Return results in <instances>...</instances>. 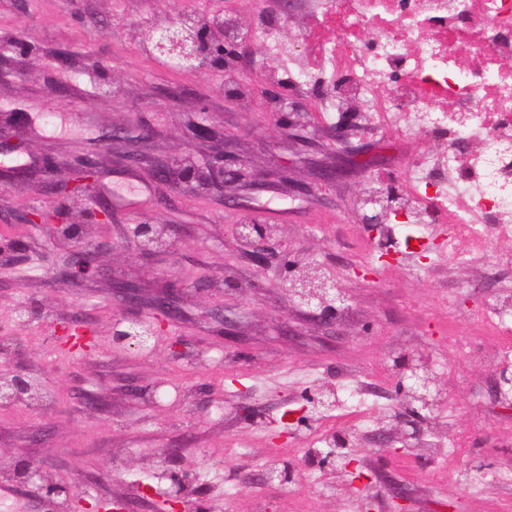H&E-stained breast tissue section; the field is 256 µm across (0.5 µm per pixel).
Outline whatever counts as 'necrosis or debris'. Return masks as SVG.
Returning a JSON list of instances; mask_svg holds the SVG:
<instances>
[{
	"instance_id": "necrosis-or-debris-1",
	"label": "necrosis or debris",
	"mask_w": 512,
	"mask_h": 512,
	"mask_svg": "<svg viewBox=\"0 0 512 512\" xmlns=\"http://www.w3.org/2000/svg\"><path fill=\"white\" fill-rule=\"evenodd\" d=\"M342 38L324 41L311 71L279 36L255 27L284 75L316 89L344 77L327 112L360 104L370 129L405 126L429 147L402 171L417 229L450 237L512 239V0H318ZM391 98L378 94L381 84Z\"/></svg>"
}]
</instances>
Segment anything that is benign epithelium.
Instances as JSON below:
<instances>
[{
	"label": "benign epithelium",
	"instance_id": "benign-epithelium-1",
	"mask_svg": "<svg viewBox=\"0 0 512 512\" xmlns=\"http://www.w3.org/2000/svg\"><path fill=\"white\" fill-rule=\"evenodd\" d=\"M239 29L237 22L220 18L171 21L154 30V49L161 57L186 70L230 71L233 59L228 54L226 29ZM26 50L23 34H15L0 41V58L20 54ZM261 95L269 101H288V111L272 114V123L288 140L304 148L315 145L316 133L311 125L301 120V114L314 110V102L295 95L290 88L275 84H262ZM186 134L199 144L202 155H190L175 164L170 159L151 152L152 129L141 121L132 122L119 129H105L98 138V146L112 154L115 162L135 168L149 176L154 182L168 184H193L206 190L219 191L232 183L243 191L255 188L257 174L250 163L236 151V139L220 129L213 121L211 112L200 102L198 111L193 113L187 125ZM30 135L29 127L11 120L0 125V150L5 153L24 150V143ZM96 149L81 148L74 151L67 163L66 174L58 176L59 164L56 158L45 153L29 167L15 166L14 172L27 176L37 184L48 182L55 195L64 201L80 200L89 202L85 213L88 224H107L112 219V207L96 194L101 176L95 158ZM342 163L324 165L318 168L313 181L304 188V194L315 196L336 185V181L357 169H367L375 164L376 156L360 148L340 152ZM407 220V213L393 206L392 202L374 201L370 213L364 215L363 223L371 232L390 221V218ZM30 224H56L63 237L77 240L75 259L62 267L47 263L44 271L61 282L79 283L93 280L101 275L98 255L101 247L80 240L79 224L60 222V212L44 211L34 207L29 212ZM128 232L147 245L154 243L161 234V225L150 221H139L128 225ZM238 238L252 248V259L257 266L267 264L272 234L264 224L249 222L238 226ZM289 301L299 308L318 316L321 323L330 326L336 315L350 301L348 290L338 275L325 273L312 262L304 265L288 263V275L282 280ZM190 285L174 269L161 294L144 298L140 289L129 283L116 284V292L122 305L130 309L144 308L146 312L131 316L122 314L112 324L111 343L116 350L132 351L137 354L154 350L165 322L177 315V307L183 302ZM56 341L75 351L86 352L95 346L93 329L84 322H67L57 328ZM44 387L25 375L15 374L0 379V403L34 399ZM398 391L409 393L411 402L395 416L400 427L399 443L407 448L418 440L426 421L447 402V388L439 386L430 369L422 359H407L402 363ZM310 407L304 410L305 419L313 421L316 415L329 407V395L321 391L309 399ZM297 463L290 461L281 469L270 472L273 482L286 485L294 480ZM21 477L37 487L46 501L63 508L66 512H79L88 506L87 500L79 497L76 479L66 480L47 472L44 465L29 460L20 472ZM171 490L160 494L162 512H192L190 500L184 487L196 483L193 471L171 473Z\"/></svg>",
	"mask_w": 512,
	"mask_h": 512
}]
</instances>
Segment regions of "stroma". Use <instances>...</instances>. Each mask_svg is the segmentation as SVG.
I'll use <instances>...</instances> for the list:
<instances>
[{
    "label": "stroma",
    "mask_w": 512,
    "mask_h": 512,
    "mask_svg": "<svg viewBox=\"0 0 512 512\" xmlns=\"http://www.w3.org/2000/svg\"><path fill=\"white\" fill-rule=\"evenodd\" d=\"M259 0H0V39L25 29L28 52L0 61V113L20 106L35 134L23 153L0 158L8 168L51 150L66 159L104 128L138 119L160 131L158 145L172 160L191 150L185 127L199 102L217 124L230 127L255 171L289 165V179L255 192L250 209L237 206L238 190L157 185L139 171L101 153L100 188L114 207L111 223L92 225L90 241L103 243L101 278L66 287L36 277L39 253L51 250L65 263L73 245L55 225L30 224V206L50 210L59 201L49 188L11 181L0 193V243L24 241V256L0 252V373L49 379L41 397L0 405V512H49L35 486L18 475L27 458L51 472L77 476L80 493L121 499L128 512H157L145 486L160 487L167 451L181 449L182 469H200L207 483L196 500L205 512H390L403 498L410 512H512V410L494 386L512 353L492 351L499 333L512 334V317L491 332L474 319L494 293L512 287V240L467 242L491 256V275L448 262L439 247L427 260L403 253L382 265L379 234L360 222V200L423 145L421 136L397 130L355 132L351 146H382L374 167L351 175L326 198L302 196L318 164L334 161L331 124L313 113L315 147L297 154L272 127L277 102L261 100L255 81L279 72L276 60L258 54L259 72L173 71L153 58L152 26L188 15L223 14L251 29ZM309 0L290 13L288 36L318 57L324 37ZM68 58L58 68L57 56ZM150 218L166 226L154 257L126 233ZM267 225L295 257L340 275L363 267L367 280L350 282L351 301L335 332L293 307L281 287L277 262L259 268L234 232L236 224ZM176 266L191 287L182 312L154 354L111 349L117 312L112 286L136 284L151 297ZM38 305L39 319L20 320L18 307ZM225 305L235 325L214 317ZM92 324L97 345L78 355L57 347L55 326ZM181 337L170 347V336ZM424 357L448 389L446 430L456 445L435 455L399 448L389 417L397 409L399 362ZM360 385L363 404L336 403L316 422L301 421L309 397L322 386ZM349 431L353 469L334 473L313 464L327 435ZM297 462L288 487L267 483L268 463ZM472 481L463 485L460 473ZM371 479L358 491L359 475Z\"/></svg>",
    "instance_id": "35a3bbf8"
}]
</instances>
